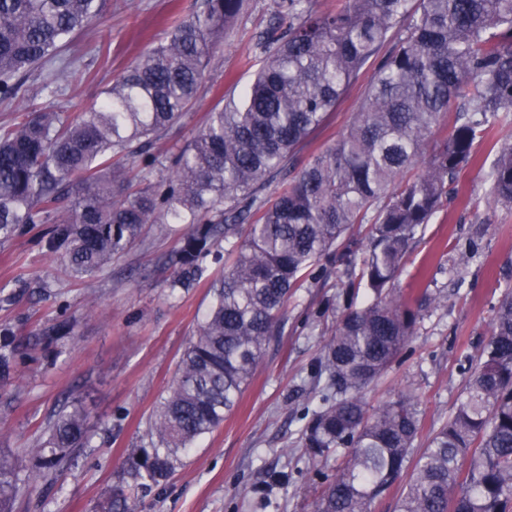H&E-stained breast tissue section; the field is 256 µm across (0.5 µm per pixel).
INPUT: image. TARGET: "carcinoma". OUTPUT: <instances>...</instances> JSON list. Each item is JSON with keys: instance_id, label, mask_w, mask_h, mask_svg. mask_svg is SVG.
<instances>
[{"instance_id": "carcinoma-1", "label": "carcinoma", "mask_w": 512, "mask_h": 512, "mask_svg": "<svg viewBox=\"0 0 512 512\" xmlns=\"http://www.w3.org/2000/svg\"><path fill=\"white\" fill-rule=\"evenodd\" d=\"M278 0L261 35L265 64L238 96L219 100L169 173L130 189L129 171L152 169L150 142L196 101L211 56L244 0H203L165 43L125 70L81 119L32 107L19 96L32 71L60 58L95 24L100 0H0V101L16 104L0 124V240L53 224L47 249L77 277L94 275L147 226L186 232L168 288L192 287L213 249L230 263L210 282L212 302L150 421L149 442L123 461L122 479L96 512L125 509L126 489L164 485L182 454L236 407L266 347L283 328L292 291L323 261L344 266L347 288L370 300L347 309L324 346L323 396L299 442L315 456L348 458L314 512H371L405 482L396 512H512V286L463 397L414 454L419 403L401 392L369 409L364 389L414 335L420 319L395 288L418 233L457 192L475 144L512 123V0ZM374 75L336 144L301 167L295 150L320 129L368 63ZM425 169L409 170L433 129ZM116 156L122 164L112 163ZM279 175L278 195H262ZM491 202L512 206V142L497 146ZM249 226L247 239L239 228ZM366 224L364 237L350 230ZM0 328V386L17 353ZM87 413L74 402L51 415L29 470L0 448V512H16L41 482H56L88 447ZM454 113H448V117H445L439 126H437L431 135L429 145L425 147L420 157L417 158L416 163L413 167L412 173L420 172L426 165L428 161V156L430 153V144L436 140H442L448 136L451 131L453 121H454Z\"/></svg>"}]
</instances>
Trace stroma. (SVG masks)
I'll use <instances>...</instances> for the list:
<instances>
[{"label": "stroma", "instance_id": "stroma-1", "mask_svg": "<svg viewBox=\"0 0 512 512\" xmlns=\"http://www.w3.org/2000/svg\"><path fill=\"white\" fill-rule=\"evenodd\" d=\"M203 0H101L103 17L78 35L79 72L62 94L43 91L45 70L26 83L32 104L80 118L143 53L163 42L170 24L198 11ZM274 0H248L230 35L212 56L198 97L179 123L154 139L151 151L169 161L206 123L218 95L239 93L261 65L259 34ZM357 84L297 154L305 163L333 145L351 123L372 75ZM478 163L458 180L422 232L396 286L402 294L444 296L425 310L416 333L387 371L363 393L375 407L412 392L421 410V437L446 420L460 401L469 367L487 343L505 284H512V207L490 206L487 174L492 143H478ZM53 227L38 224L0 242V325L10 326L19 353L18 388L0 389V448L32 465L49 415L65 398L79 400L93 439L75 467L42 496L22 500L17 512H94L119 481L131 449L147 444L150 416L173 380L180 354L194 335L212 294L207 280L224 267L209 260L206 280L170 293L168 257L180 233H147L143 242L83 279L71 275L46 243ZM327 266L303 279L289 299L282 333L267 346L252 380L223 424L202 438L175 475L150 495L132 493V512H313L327 477L346 451L328 458L299 447V432L322 394L314 375L325 339L343 311L360 305ZM70 337L50 342L61 316Z\"/></svg>", "mask_w": 512, "mask_h": 512}]
</instances>
